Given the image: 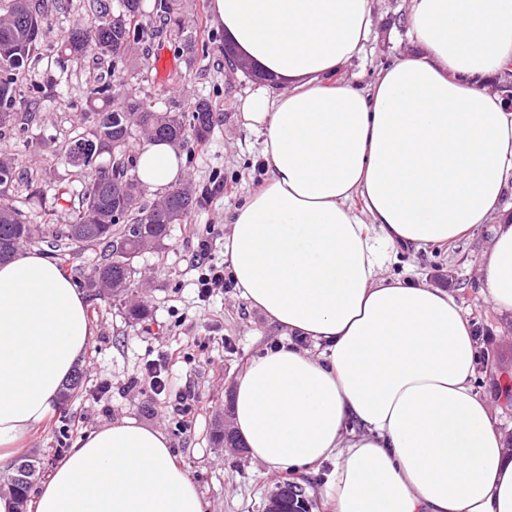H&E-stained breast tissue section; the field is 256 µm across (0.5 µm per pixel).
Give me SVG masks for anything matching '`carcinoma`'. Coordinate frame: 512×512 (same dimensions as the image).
I'll return each instance as SVG.
<instances>
[{"mask_svg": "<svg viewBox=\"0 0 512 512\" xmlns=\"http://www.w3.org/2000/svg\"><path fill=\"white\" fill-rule=\"evenodd\" d=\"M85 16L76 27L49 39L51 22L45 6L34 0H0V135L6 130L26 133L36 107L33 95L21 94L27 71L53 56H70L93 63L88 96L80 112L89 128L86 135L58 143L52 139L22 146L48 150L60 157L80 187L54 185L53 204L63 202L75 220L62 228L32 224L14 206L0 204V262L13 258L27 243L42 244L53 260L65 264L76 251L96 253L100 262L83 276L84 287L97 299L126 294L134 284L133 261L148 245L161 247L174 224L188 222L210 197L192 182L167 191L155 204L146 202L147 190L136 175L135 140L158 139L178 146L202 144L211 136L213 105L197 99L186 109L159 111L145 97L126 88L124 73L130 55L150 35L182 37L176 15L177 0H87ZM110 156L108 165L97 164ZM34 475L10 481L15 512L27 508ZM284 512L303 507L298 486L288 483L275 494Z\"/></svg>", "mask_w": 512, "mask_h": 512, "instance_id": "carcinoma-1", "label": "carcinoma"}]
</instances>
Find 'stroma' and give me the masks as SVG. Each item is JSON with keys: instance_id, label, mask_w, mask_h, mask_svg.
Returning <instances> with one entry per match:
<instances>
[{"instance_id": "1", "label": "stroma", "mask_w": 512, "mask_h": 512, "mask_svg": "<svg viewBox=\"0 0 512 512\" xmlns=\"http://www.w3.org/2000/svg\"><path fill=\"white\" fill-rule=\"evenodd\" d=\"M373 7L375 28L361 57L342 70L343 80L368 84L380 68L410 47V0H373ZM178 12L186 40L208 43L207 55L189 57L183 42L156 37L149 40V51L172 59L168 74L161 77L132 62L125 76L161 111L201 97L211 100L214 133L203 146L182 149L184 177L202 187L218 174L230 191L211 196L189 223L173 225L162 247L139 253L134 260L138 286L132 296L89 299L93 336L78 364L82 385L31 432L25 454L52 470L85 433L131 418L164 433L176 460L201 492L206 512H265L270 495L289 476L256 462L246 449L214 442L211 432L218 420H230L231 390L247 362L288 338L237 290L200 301L193 271L198 238L208 232L213 235L212 262H224L229 216L264 179L261 137L243 125L241 107L250 78L228 67L222 49L224 30L210 12V0H178ZM88 72L85 63L68 61L50 72L39 65L27 73L28 82L42 87L29 137L65 141L80 133L77 107L85 102ZM0 153L12 155L19 169L40 177L62 178L67 173L52 153H26L9 135L0 138ZM489 236L484 227L449 246L402 254L390 271L421 276L431 284L442 281L456 297L479 336L476 388L489 403L498 429L512 443V406L499 398L503 374L512 375V319L490 306L477 275ZM133 301L145 306L144 320L128 318L127 307ZM158 360L166 364L163 376L171 390H195L198 402L188 417L175 415L168 397L154 394L144 380L146 366ZM330 470L324 464L289 477L312 499L313 512H329L323 487Z\"/></svg>"}]
</instances>
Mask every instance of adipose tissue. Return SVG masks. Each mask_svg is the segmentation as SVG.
I'll return each instance as SVG.
<instances>
[{
    "label": "adipose tissue",
    "instance_id": "adipose-tissue-1",
    "mask_svg": "<svg viewBox=\"0 0 512 512\" xmlns=\"http://www.w3.org/2000/svg\"><path fill=\"white\" fill-rule=\"evenodd\" d=\"M265 177L224 244L236 287L292 335L248 361L232 428L274 470L324 463L331 512H512V455L476 392L478 337L448 291L389 274L394 256L492 226L478 267L512 314V0H412L413 47L372 83L338 79L375 25L373 0H211ZM147 190L184 159L136 147ZM93 335L82 291L34 251L0 264V463L53 412ZM308 338L316 353L297 346ZM157 429L123 419L81 437L35 512H205Z\"/></svg>",
    "mask_w": 512,
    "mask_h": 512
}]
</instances>
